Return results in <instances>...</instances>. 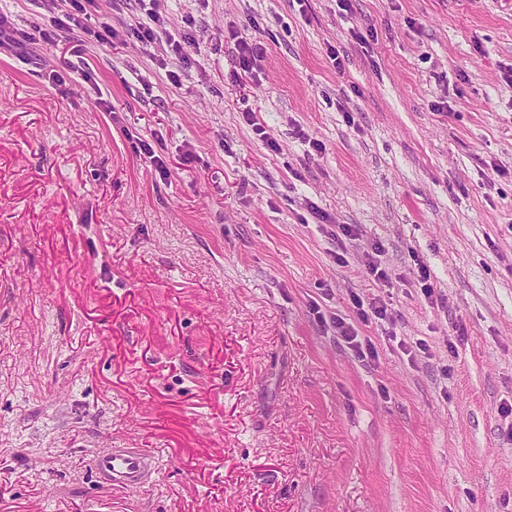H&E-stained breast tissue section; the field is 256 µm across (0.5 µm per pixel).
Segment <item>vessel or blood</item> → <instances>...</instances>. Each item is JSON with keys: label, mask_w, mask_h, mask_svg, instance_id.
Here are the masks:
<instances>
[{"label": "vessel or blood", "mask_w": 512, "mask_h": 512, "mask_svg": "<svg viewBox=\"0 0 512 512\" xmlns=\"http://www.w3.org/2000/svg\"><path fill=\"white\" fill-rule=\"evenodd\" d=\"M93 465L104 487L134 489L153 482L160 458L153 448H110L96 455Z\"/></svg>", "instance_id": "vessel-or-blood-1"}]
</instances>
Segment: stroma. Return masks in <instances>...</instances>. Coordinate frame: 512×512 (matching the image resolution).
Here are the masks:
<instances>
[{
	"label": "stroma",
	"mask_w": 512,
	"mask_h": 512,
	"mask_svg": "<svg viewBox=\"0 0 512 512\" xmlns=\"http://www.w3.org/2000/svg\"><path fill=\"white\" fill-rule=\"evenodd\" d=\"M155 10L0 53V495L512 512V0ZM71 11L0 0L11 32ZM105 447L158 449L155 484L102 488Z\"/></svg>",
	"instance_id": "stroma-1"
}]
</instances>
